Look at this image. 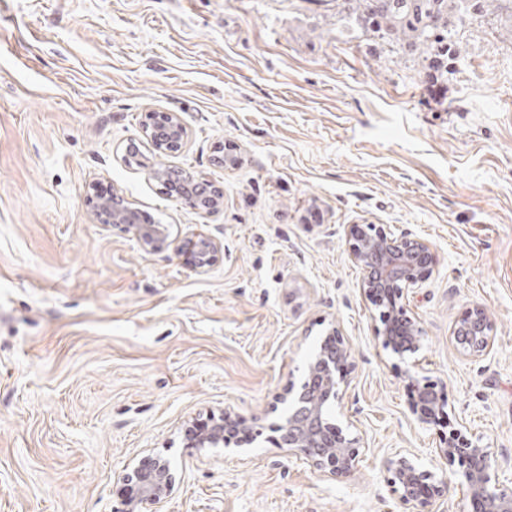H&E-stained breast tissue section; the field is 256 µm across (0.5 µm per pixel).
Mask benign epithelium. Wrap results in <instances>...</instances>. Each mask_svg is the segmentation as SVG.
<instances>
[{
  "label": "benign epithelium",
  "instance_id": "obj_1",
  "mask_svg": "<svg viewBox=\"0 0 512 512\" xmlns=\"http://www.w3.org/2000/svg\"><path fill=\"white\" fill-rule=\"evenodd\" d=\"M142 132L157 146L186 140V127L175 113L148 114ZM90 201L98 219L127 225L141 246L162 252L173 245L167 226L140 223L136 211L120 204L117 196L98 193ZM347 237L350 259L364 272L360 288L370 301L384 308L379 329L382 344L400 355L416 354L422 346V328L402 298L405 291L422 284V269L431 258L430 243L409 235H388L376 224L363 227L354 224ZM190 246L194 247V268L200 273L208 271L218 258L220 243L212 236H203ZM494 339L495 324L481 306L468 310L452 330V340L466 358L487 354ZM351 369L350 350L334 326L306 362L300 384L289 383L283 397L286 414L276 426L280 446L319 469H329L334 476L353 471L359 457L361 439L349 438L345 432L352 424L343 428L335 423L340 386L349 384ZM416 410L425 419L446 415L438 404L434 383L418 384ZM228 427L242 434L249 443L264 431L258 420L249 421L226 411L210 427L192 433V446H241V442L233 443L224 435ZM442 441L439 456L450 470L444 469L439 474L421 469L413 458L405 455L396 454L387 459L391 483L401 490L403 501L423 504L438 498L456 478L468 487L473 512H512V489L500 486L499 478L492 473L491 449L473 443L460 423L448 425V435ZM121 479L130 485L132 495L122 500L114 512H152L173 495L176 486V472L161 457H145L133 466H126Z\"/></svg>",
  "mask_w": 512,
  "mask_h": 512
}]
</instances>
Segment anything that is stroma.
Returning a JSON list of instances; mask_svg holds the SVG:
<instances>
[{"mask_svg": "<svg viewBox=\"0 0 512 512\" xmlns=\"http://www.w3.org/2000/svg\"><path fill=\"white\" fill-rule=\"evenodd\" d=\"M457 33L438 101L416 62L306 0H0V512H112L122 467L156 454L180 479L157 512H468L458 483L403 503L382 464L443 467L448 427L419 423L413 372L512 487V9ZM149 111L181 116L180 151L153 154ZM132 144L147 166L126 164ZM154 164L205 177L222 204L164 195ZM93 183L173 237H217L218 261L199 273L139 247L95 217ZM351 224L432 246L407 298L417 358L381 343ZM475 305L496 331L470 360L451 331ZM334 324L353 473L271 441L191 446L212 414L278 422Z\"/></svg>", "mask_w": 512, "mask_h": 512, "instance_id": "35a3bbf8", "label": "stroma"}]
</instances>
